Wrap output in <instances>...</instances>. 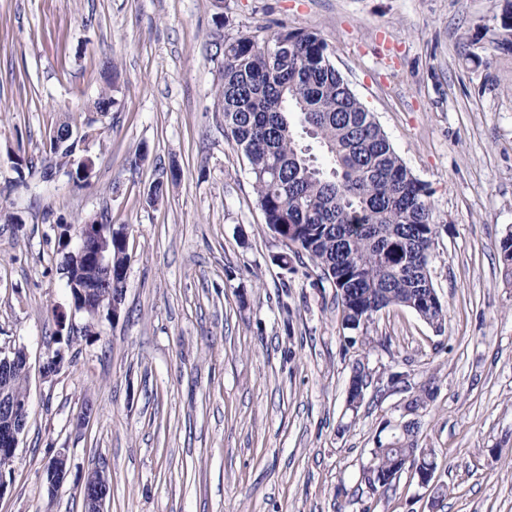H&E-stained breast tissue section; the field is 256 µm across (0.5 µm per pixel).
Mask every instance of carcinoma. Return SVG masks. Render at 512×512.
<instances>
[{"label":"carcinoma","mask_w":512,"mask_h":512,"mask_svg":"<svg viewBox=\"0 0 512 512\" xmlns=\"http://www.w3.org/2000/svg\"><path fill=\"white\" fill-rule=\"evenodd\" d=\"M496 48L512 51V0L494 11ZM224 132L244 154L257 205L292 270L306 255L336 290L344 322L357 329L372 310L405 307L443 321L429 262L438 224L432 191L396 153L388 135L331 62L315 32L280 25L262 37L224 43ZM377 442L368 485L389 490L394 463L434 455L412 442Z\"/></svg>","instance_id":"1"}]
</instances>
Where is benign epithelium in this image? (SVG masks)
I'll use <instances>...</instances> for the list:
<instances>
[{"label":"benign epithelium","mask_w":512,"mask_h":512,"mask_svg":"<svg viewBox=\"0 0 512 512\" xmlns=\"http://www.w3.org/2000/svg\"><path fill=\"white\" fill-rule=\"evenodd\" d=\"M121 231L124 238H129V227L122 224L114 227L98 218H91L82 224H71L60 234L64 252V265L60 270L69 273V263L83 264L93 268L95 278L84 285L68 280L71 287V299L75 310L93 318L106 312L117 320L120 315L124 297L112 296V269L114 260L110 243L112 233ZM12 369L13 374L28 380L29 367L27 355L22 347L14 348L5 354L0 350V367ZM29 407V392L13 395L0 392V451L15 455L19 437L23 433ZM68 455L63 448L58 449L49 459L46 477L49 492L58 490L68 475ZM86 491L83 500L84 512H105L108 494V477L104 471L93 469L81 485Z\"/></svg>","instance_id":"benign-epithelium-1"}]
</instances>
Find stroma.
Returning a JSON list of instances; mask_svg holds the SVG:
<instances>
[{
    "instance_id": "35a3bbf8",
    "label": "stroma",
    "mask_w": 512,
    "mask_h": 512,
    "mask_svg": "<svg viewBox=\"0 0 512 512\" xmlns=\"http://www.w3.org/2000/svg\"><path fill=\"white\" fill-rule=\"evenodd\" d=\"M493 0H0V350L25 347L29 417L0 512H83L103 469L106 512H512V52ZM317 32L332 61L432 190L430 259L447 318L393 308L347 328L307 257L292 270L247 162L224 135V42ZM115 68V89L101 77ZM117 109L94 111L105 92ZM95 135L69 180L60 125ZM55 167L43 181L45 165ZM178 182L148 192L170 166ZM128 225L118 321L75 311L59 227ZM61 370L43 378L51 354ZM367 385L348 405L356 364ZM403 380L386 385L389 373ZM94 416L76 428L84 403ZM416 421L435 486L403 471L372 491L377 440ZM66 449L69 474L45 469ZM68 455L63 448L58 449L49 459L46 468V477L49 492H55L64 483L68 475ZM108 477L103 470L93 469L81 485L86 491L83 500L85 512H105V503L108 494Z\"/></svg>"
}]
</instances>
